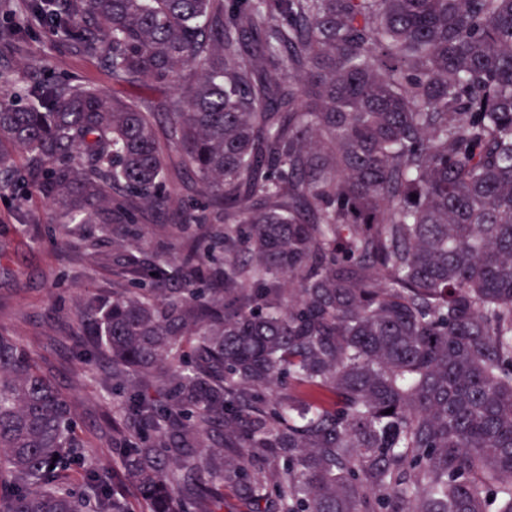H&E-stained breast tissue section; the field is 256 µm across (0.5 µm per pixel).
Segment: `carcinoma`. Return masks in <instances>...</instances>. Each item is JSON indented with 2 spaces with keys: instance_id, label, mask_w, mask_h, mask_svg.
Instances as JSON below:
<instances>
[{
  "instance_id": "obj_1",
  "label": "carcinoma",
  "mask_w": 512,
  "mask_h": 512,
  "mask_svg": "<svg viewBox=\"0 0 512 512\" xmlns=\"http://www.w3.org/2000/svg\"><path fill=\"white\" fill-rule=\"evenodd\" d=\"M25 9L0 43L48 13L112 79L179 95L0 74V195L110 236L170 205L172 145L220 228L117 262L79 313L118 476L83 469L70 401L0 330V512H130L126 482L145 512H224L226 483L250 512H512V0Z\"/></svg>"
}]
</instances>
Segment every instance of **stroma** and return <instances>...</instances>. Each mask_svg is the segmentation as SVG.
Listing matches in <instances>:
<instances>
[{
	"mask_svg": "<svg viewBox=\"0 0 512 512\" xmlns=\"http://www.w3.org/2000/svg\"><path fill=\"white\" fill-rule=\"evenodd\" d=\"M0 73H24L42 83L69 80L150 106L177 94L169 83L114 82L98 58L79 52L74 42L42 22L24 26L16 46H0ZM167 188L172 205L143 208L120 244L105 245L75 261L68 257L65 225L54 220L55 203L36 192L20 207L0 197V327L33 353L66 393L85 440L82 457L86 466L98 470H121L110 425L112 396L96 381L77 375L70 338L81 303L97 292L106 269L126 254L151 263L167 240L168 228L182 222L185 208L203 201L185 168L171 171Z\"/></svg>",
	"mask_w": 512,
	"mask_h": 512,
	"instance_id": "stroma-1",
	"label": "stroma"
}]
</instances>
